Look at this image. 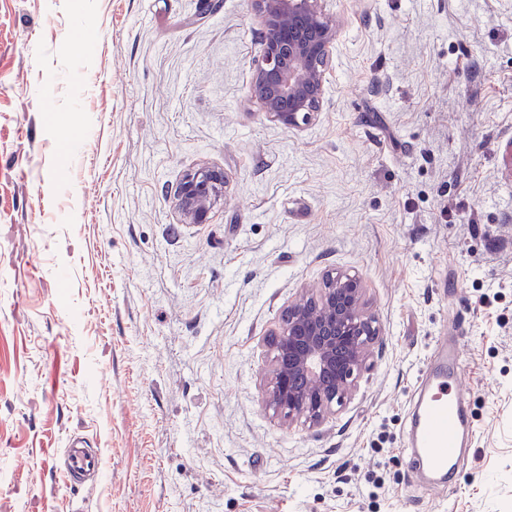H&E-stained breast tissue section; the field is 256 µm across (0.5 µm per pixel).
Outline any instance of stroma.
Wrapping results in <instances>:
<instances>
[{"instance_id": "obj_1", "label": "stroma", "mask_w": 512, "mask_h": 512, "mask_svg": "<svg viewBox=\"0 0 512 512\" xmlns=\"http://www.w3.org/2000/svg\"><path fill=\"white\" fill-rule=\"evenodd\" d=\"M323 7V108L286 129L252 0H0V512H512V0ZM201 166L227 193L179 223ZM332 270L380 336L290 424L269 335ZM449 329L476 437L446 487L402 426ZM72 435L102 480L51 460ZM228 179L224 170L203 166L188 170L170 191L182 224H205L223 200Z\"/></svg>"}]
</instances>
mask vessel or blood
<instances>
[{
  "instance_id": "obj_1",
  "label": "vessel or blood",
  "mask_w": 512,
  "mask_h": 512,
  "mask_svg": "<svg viewBox=\"0 0 512 512\" xmlns=\"http://www.w3.org/2000/svg\"><path fill=\"white\" fill-rule=\"evenodd\" d=\"M463 373L459 345L452 337H439L435 357L425 366L408 409L404 431L412 464L431 480L453 479L460 450L473 437L462 392ZM62 453L68 481L102 475L99 453L80 448L78 438H70Z\"/></svg>"
}]
</instances>
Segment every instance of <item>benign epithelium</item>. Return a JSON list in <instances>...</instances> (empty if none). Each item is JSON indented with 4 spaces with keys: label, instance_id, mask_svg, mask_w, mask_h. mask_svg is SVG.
<instances>
[{
    "label": "benign epithelium",
    "instance_id": "obj_1",
    "mask_svg": "<svg viewBox=\"0 0 512 512\" xmlns=\"http://www.w3.org/2000/svg\"><path fill=\"white\" fill-rule=\"evenodd\" d=\"M254 4L263 54L251 99L271 121L297 129L322 107L338 24L323 10L322 0ZM227 185L221 168L187 171L170 191L179 223H206ZM365 295L360 277L336 271L284 309L270 333L271 368L264 393L266 406L288 423L322 422L369 367L379 328Z\"/></svg>",
    "mask_w": 512,
    "mask_h": 512
}]
</instances>
